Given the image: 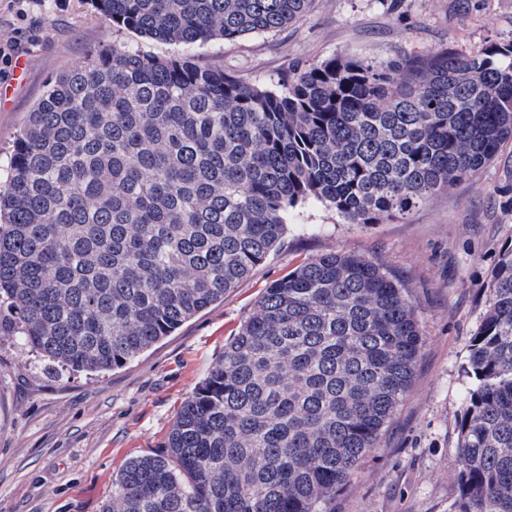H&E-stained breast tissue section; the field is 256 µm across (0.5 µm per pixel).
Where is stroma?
I'll return each mask as SVG.
<instances>
[{
  "instance_id": "stroma-1",
  "label": "stroma",
  "mask_w": 512,
  "mask_h": 512,
  "mask_svg": "<svg viewBox=\"0 0 512 512\" xmlns=\"http://www.w3.org/2000/svg\"><path fill=\"white\" fill-rule=\"evenodd\" d=\"M509 40L512 0H315L281 31L203 45L115 31L91 0H0V45L30 59L25 79H0V168L49 82L112 44L272 88L293 65L338 53L361 50L375 61L443 48L475 54ZM511 198L512 140L479 174L397 221L350 224L319 202L299 204L265 263L122 368L48 375L13 345H0V512H100L126 459L163 447L179 406L266 288L332 250L376 261L403 285L422 344L405 398L337 490L331 512H450L469 387L463 368L490 273L512 242Z\"/></svg>"
}]
</instances>
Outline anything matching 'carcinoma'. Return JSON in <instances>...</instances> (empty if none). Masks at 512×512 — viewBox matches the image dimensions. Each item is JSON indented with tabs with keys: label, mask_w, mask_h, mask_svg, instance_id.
I'll use <instances>...</instances> for the list:
<instances>
[{
	"label": "carcinoma",
	"mask_w": 512,
	"mask_h": 512,
	"mask_svg": "<svg viewBox=\"0 0 512 512\" xmlns=\"http://www.w3.org/2000/svg\"><path fill=\"white\" fill-rule=\"evenodd\" d=\"M118 30L235 41L314 0H92ZM512 139V42L296 65L279 87L114 45L57 77L0 190V345L51 369L124 367L224 299L315 200L395 220ZM464 372L453 512H512V242ZM421 330L378 263L330 251L273 282L165 445L101 512H328L405 396Z\"/></svg>",
	"instance_id": "carcinoma-1"
}]
</instances>
